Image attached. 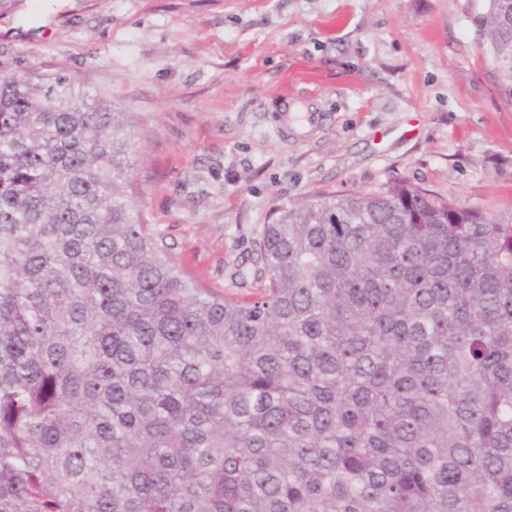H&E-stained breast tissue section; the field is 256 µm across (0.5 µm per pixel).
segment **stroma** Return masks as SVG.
Wrapping results in <instances>:
<instances>
[{"mask_svg": "<svg viewBox=\"0 0 512 512\" xmlns=\"http://www.w3.org/2000/svg\"><path fill=\"white\" fill-rule=\"evenodd\" d=\"M486 0H22L0 66L64 72L128 113L139 206L181 268L232 289L274 210L394 174L512 213V98ZM317 125L282 136V95Z\"/></svg>", "mask_w": 512, "mask_h": 512, "instance_id": "obj_1", "label": "stroma"}]
</instances>
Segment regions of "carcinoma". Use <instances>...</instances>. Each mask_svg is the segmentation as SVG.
I'll return each instance as SVG.
<instances>
[{"instance_id":"1","label":"carcinoma","mask_w":512,"mask_h":512,"mask_svg":"<svg viewBox=\"0 0 512 512\" xmlns=\"http://www.w3.org/2000/svg\"><path fill=\"white\" fill-rule=\"evenodd\" d=\"M475 27L512 98V0ZM140 151L0 70V512H512V214L338 191L223 294L136 212Z\"/></svg>"}]
</instances>
